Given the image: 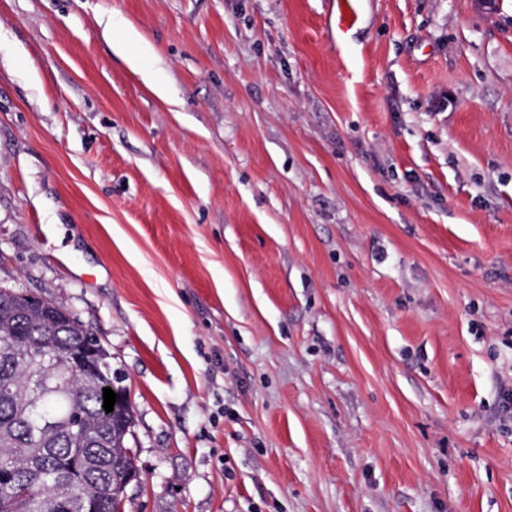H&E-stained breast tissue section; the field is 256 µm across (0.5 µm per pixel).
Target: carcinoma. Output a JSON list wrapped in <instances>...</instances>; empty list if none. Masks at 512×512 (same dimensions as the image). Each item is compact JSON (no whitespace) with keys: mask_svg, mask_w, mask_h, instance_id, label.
<instances>
[{"mask_svg":"<svg viewBox=\"0 0 512 512\" xmlns=\"http://www.w3.org/2000/svg\"><path fill=\"white\" fill-rule=\"evenodd\" d=\"M94 334L64 306L0 288V465L22 461L23 493L0 483V512H84L88 486L112 485L96 512H116L138 476L126 438L134 411L112 373L81 376L66 356ZM118 394L114 410L103 408V388ZM84 431L70 437L62 426Z\"/></svg>","mask_w":512,"mask_h":512,"instance_id":"cac0c4a2","label":"carcinoma"}]
</instances>
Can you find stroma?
<instances>
[{
    "label": "stroma",
    "instance_id": "35a3bbf8",
    "mask_svg": "<svg viewBox=\"0 0 512 512\" xmlns=\"http://www.w3.org/2000/svg\"><path fill=\"white\" fill-rule=\"evenodd\" d=\"M334 10L0 0V287L107 350L126 512H512V0ZM362 2L363 0H336V27L340 40L358 24Z\"/></svg>",
    "mask_w": 512,
    "mask_h": 512
}]
</instances>
